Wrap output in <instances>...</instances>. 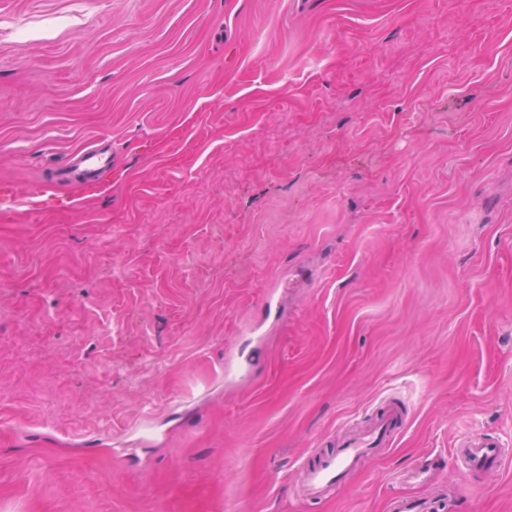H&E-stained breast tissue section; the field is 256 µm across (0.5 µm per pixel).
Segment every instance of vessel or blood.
Wrapping results in <instances>:
<instances>
[{
	"label": "vessel or blood",
	"mask_w": 512,
	"mask_h": 512,
	"mask_svg": "<svg viewBox=\"0 0 512 512\" xmlns=\"http://www.w3.org/2000/svg\"><path fill=\"white\" fill-rule=\"evenodd\" d=\"M107 163L106 151L94 146L78 155L70 172L76 182L89 183L99 178ZM408 419L409 409L406 405L387 403L378 409L369 425L339 440L336 448L303 456L300 462L303 497L312 501L326 499L340 485L345 473L370 459L379 450L391 447ZM457 458L462 469L468 473L495 471L508 461L500 440L491 435L474 437L465 442ZM389 507L391 512H439V503L433 499L399 497L392 499Z\"/></svg>",
	"instance_id": "b4317fda"
}]
</instances>
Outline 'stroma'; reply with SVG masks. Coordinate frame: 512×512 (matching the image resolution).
Returning <instances> with one entry per match:
<instances>
[{
	"mask_svg": "<svg viewBox=\"0 0 512 512\" xmlns=\"http://www.w3.org/2000/svg\"><path fill=\"white\" fill-rule=\"evenodd\" d=\"M388 399L393 447L296 496ZM481 434L512 449V0H0V512H512V464L459 491ZM70 166V173L78 183H89L97 180L108 163L107 152L93 146L80 154ZM389 507L393 512H440L439 503L435 499L416 500L399 497L392 499Z\"/></svg>",
	"mask_w": 512,
	"mask_h": 512,
	"instance_id": "stroma-1",
	"label": "stroma"
}]
</instances>
